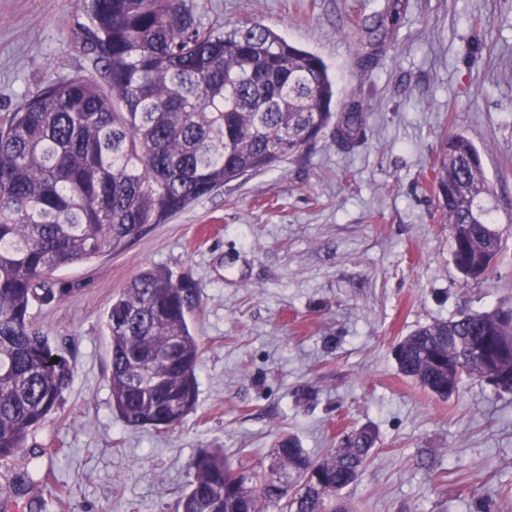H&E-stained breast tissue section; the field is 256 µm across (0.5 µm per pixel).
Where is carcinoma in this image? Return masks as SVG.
<instances>
[{"mask_svg": "<svg viewBox=\"0 0 512 512\" xmlns=\"http://www.w3.org/2000/svg\"><path fill=\"white\" fill-rule=\"evenodd\" d=\"M75 40L101 64L49 80L0 127V504L29 482L10 462L61 405L67 360L31 326L36 301L71 289L59 270L126 248L204 196L270 171L331 123L350 140L365 125L355 104L333 111L327 66L274 29L204 27L187 0H77ZM364 29L355 43L359 66ZM451 243L467 280L493 272L502 251L480 154L462 135L432 166ZM200 289L162 267L137 273L103 316L112 406L130 427L179 424L198 398L201 344L189 328ZM512 307L421 326L396 345L400 371L447 398L448 383L494 374L512 392ZM375 436L351 433L312 458L290 437L268 465L235 468L221 449L193 459L182 512H353L341 491L356 481Z\"/></svg>", "mask_w": 512, "mask_h": 512, "instance_id": "1", "label": "carcinoma"}]
</instances>
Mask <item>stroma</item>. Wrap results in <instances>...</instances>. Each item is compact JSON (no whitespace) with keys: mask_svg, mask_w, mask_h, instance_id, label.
<instances>
[{"mask_svg":"<svg viewBox=\"0 0 512 512\" xmlns=\"http://www.w3.org/2000/svg\"><path fill=\"white\" fill-rule=\"evenodd\" d=\"M206 26L256 22L320 56L336 109L369 117L349 143L328 126L278 169L211 192L126 249L60 272L75 287L32 326L73 369L63 407L14 467L22 512H181L205 448L268 463L295 438L315 458L346 432L376 436L354 512H512V393L469 379L441 398L400 373L392 348L420 326L512 305V0H188ZM388 16L364 70L345 34ZM76 0H0V123L47 80L92 64ZM478 148L503 244L465 282L429 168L443 137ZM201 288L195 409L172 429L112 408L102 316L141 269ZM70 490L56 504L58 490Z\"/></svg>","mask_w":512,"mask_h":512,"instance_id":"35a3bbf8","label":"stroma"}]
</instances>
